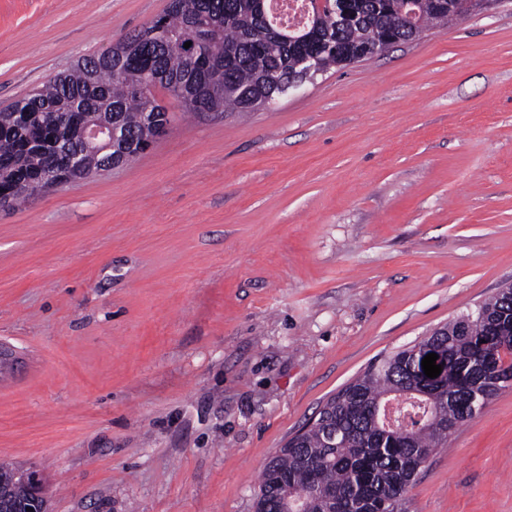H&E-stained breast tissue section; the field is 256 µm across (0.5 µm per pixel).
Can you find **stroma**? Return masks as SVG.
Instances as JSON below:
<instances>
[{"mask_svg":"<svg viewBox=\"0 0 512 512\" xmlns=\"http://www.w3.org/2000/svg\"><path fill=\"white\" fill-rule=\"evenodd\" d=\"M169 0H0V108ZM0 211V463L50 512H254L383 356L512 285V0ZM409 512H512V387Z\"/></svg>","mask_w":512,"mask_h":512,"instance_id":"stroma-1","label":"stroma"}]
</instances>
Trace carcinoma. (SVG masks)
I'll use <instances>...</instances> for the list:
<instances>
[{"label": "carcinoma", "mask_w": 512, "mask_h": 512, "mask_svg": "<svg viewBox=\"0 0 512 512\" xmlns=\"http://www.w3.org/2000/svg\"><path fill=\"white\" fill-rule=\"evenodd\" d=\"M332 0L313 6L309 25L272 22L268 0H169L166 12L100 53L78 60L28 96L0 109V189L7 208L43 190L38 177L58 149L84 151L77 127L114 120L140 143L156 142L151 114L268 109L312 57L317 72L381 55L431 25L446 28L474 13V0ZM167 33L161 45L150 33ZM192 42L197 51L184 47ZM28 113L16 122L15 113ZM438 351L435 379L416 353ZM512 381V286L448 321L418 343L370 364L326 402L305 432L265 464L254 512H407L415 478L448 436L475 418ZM336 432V447L328 432Z\"/></svg>", "instance_id": "1"}]
</instances>
